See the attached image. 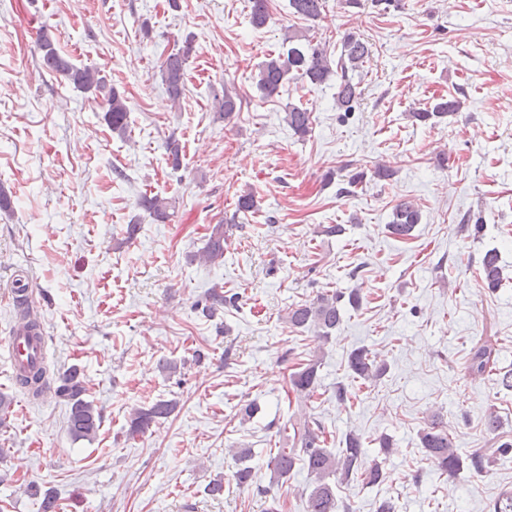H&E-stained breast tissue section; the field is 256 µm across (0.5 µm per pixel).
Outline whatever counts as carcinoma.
Here are the masks:
<instances>
[{"label":"carcinoma","instance_id":"1","mask_svg":"<svg viewBox=\"0 0 512 512\" xmlns=\"http://www.w3.org/2000/svg\"><path fill=\"white\" fill-rule=\"evenodd\" d=\"M290 8L297 16L306 20L317 19L322 11L324 0H289ZM271 19L268 0H252L250 22L253 27L261 29ZM283 43L287 50L269 58L260 68L257 89L265 97L279 93V89L290 79L297 78L312 86H319L331 78H336V107L346 112L353 111L354 104L361 98L360 82L354 78L355 72L363 66L369 56L368 42L360 36L348 33L342 38L341 53L337 62H332L327 51L312 44L308 36L293 30L284 34ZM40 53V68L48 73L59 74L67 78L74 88L84 93H100L107 102L105 120L112 131L123 135L128 128L129 107L126 98L120 92L107 86L106 77L101 69L93 66L79 67L72 63L57 45L53 31L43 27L37 40ZM191 41H186L184 49L170 53L161 63V78L169 98L177 102L183 94ZM218 113L229 120L241 111L242 99L235 91L224 89L222 97L216 98ZM461 108V101L455 98H441L432 107L421 112L412 113V117L422 123L451 115ZM285 121L294 135L304 139L311 132V113L298 106L288 107ZM137 206L147 212L153 220L164 222L170 218L169 209L172 203L158 195L144 194L139 197ZM420 222V212L410 202L397 204L393 212V220L388 225L390 233L399 239H407ZM226 231L224 225L212 227L204 248L193 258L205 263H214L224 258ZM482 281L489 288L496 289L502 285L501 269L498 253L487 251L481 261ZM238 297L224 294L219 288H213L205 299L202 314L212 315L225 305H236ZM356 308L361 303L360 290L355 288L347 293L334 291L319 295L309 304L298 305L288 311V323L295 329L310 332L316 338L326 341L339 327L342 316V301ZM498 353L487 341L474 343L468 353L465 370L473 380H483L495 375L499 385L512 390V369L501 371L497 367ZM348 369L354 378L363 381H377L385 374L386 366L377 362L363 348H356L348 354ZM318 365L315 362L305 363L289 376L291 389L298 396L311 399L319 387ZM16 385L35 400L46 396L48 389L47 368L35 363L20 372L15 380ZM86 384L77 369H71L65 376L63 384L55 391V396L65 399L70 405L68 416V432L75 440H90L97 434L100 426V414L94 401L84 398ZM174 400H157L148 407H138L130 413V433H142L150 425L170 416L176 408ZM293 438L289 448H279L270 459L274 474L286 478L296 466L306 469L312 477L307 488L305 512H339V500L336 495V482L348 481L354 477L366 486H374L386 479V473L380 465L361 472L359 460L367 451L366 439L356 433L345 437V447L338 453L326 448L323 432L310 426L306 421L302 426H292ZM421 444L428 460L442 472L454 474L464 463L480 471L484 468L483 455L475 452L462 456L456 448L448 431L436 424H431L421 433ZM228 452L238 461L239 467L233 472V479L241 488L250 486L252 467L246 465L249 451L245 448H230ZM40 495L39 512H58V497L55 491L47 489L35 490Z\"/></svg>","mask_w":512,"mask_h":512}]
</instances>
